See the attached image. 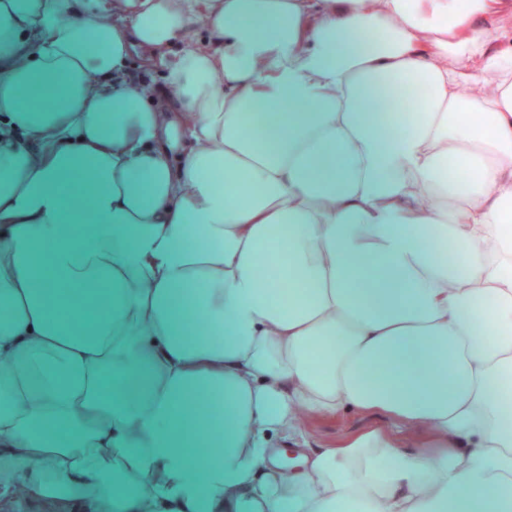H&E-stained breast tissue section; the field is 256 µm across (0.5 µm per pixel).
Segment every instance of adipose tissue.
<instances>
[{
  "instance_id": "1",
  "label": "adipose tissue",
  "mask_w": 512,
  "mask_h": 512,
  "mask_svg": "<svg viewBox=\"0 0 512 512\" xmlns=\"http://www.w3.org/2000/svg\"><path fill=\"white\" fill-rule=\"evenodd\" d=\"M507 16L0 0V486L85 512H512ZM137 48L179 112L123 83ZM302 409L392 424L288 470Z\"/></svg>"
}]
</instances>
